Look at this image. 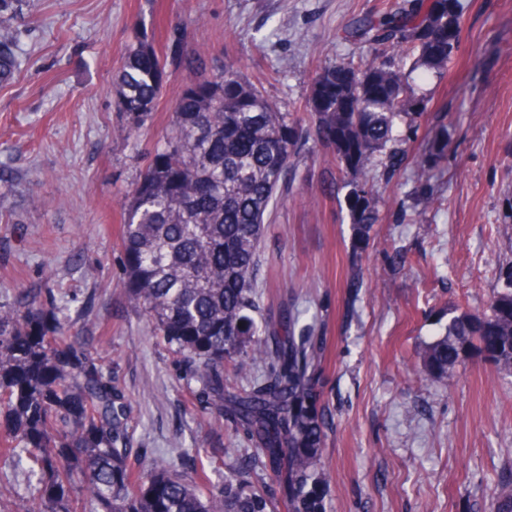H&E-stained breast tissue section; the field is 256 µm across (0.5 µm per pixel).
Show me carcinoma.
<instances>
[{"label": "carcinoma", "instance_id": "obj_1", "mask_svg": "<svg viewBox=\"0 0 512 512\" xmlns=\"http://www.w3.org/2000/svg\"><path fill=\"white\" fill-rule=\"evenodd\" d=\"M24 0H0V86L19 66ZM460 0H386L351 24L349 34L373 53L324 66L313 79L307 108L314 143L336 153L348 188L354 237L369 239L380 222L372 161L387 153L394 174L405 156L389 145L418 135L432 96L422 84L443 80L458 48ZM189 76L178 93L163 142L140 173L125 203L124 288L130 304L201 383L203 415L232 412L261 444L283 484L288 512H323V422L313 394L314 354L293 336H277L271 317L258 322L253 288L264 224L282 187L302 130L278 110L233 60L213 66L202 50L188 57ZM154 39L131 48L117 78L128 136L154 112L164 84ZM446 133L428 139L415 160L420 184L437 174ZM147 187L139 189V183ZM490 314L462 312L424 344L419 359L430 381L448 378L460 351L489 326L496 351L489 359L512 372V265ZM33 290L14 307L0 306V458L29 465L39 475L38 498L11 512H77V491L94 512H271L245 491L251 471L240 466L200 493L198 482L165 457L131 459L126 448L131 404L103 365V352L77 336L54 300ZM275 339L279 368L271 383L246 396H224V361L241 353L263 359ZM489 512H512V483L499 487Z\"/></svg>", "mask_w": 512, "mask_h": 512}]
</instances>
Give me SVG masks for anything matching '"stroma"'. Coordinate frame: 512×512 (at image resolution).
Segmentation results:
<instances>
[{
	"label": "stroma",
	"instance_id": "1",
	"mask_svg": "<svg viewBox=\"0 0 512 512\" xmlns=\"http://www.w3.org/2000/svg\"><path fill=\"white\" fill-rule=\"evenodd\" d=\"M464 25L448 76L417 138L448 132L436 200L414 221L411 165L395 175L373 162L382 217L358 245L345 192L331 188L334 154L308 141L269 216L256 292L265 316L293 321L312 340L321 391L324 512H488L512 477V373L478 351L447 378L416 373L417 352L449 310L489 313L512 229V0H461ZM381 0H37L40 21L22 37L19 69L0 87V304L50 285L70 299L76 331L101 337L105 367L129 398L133 454L199 468L219 453L248 462L259 444L232 415L203 417L199 384L178 379L175 356L151 336L123 288L122 202L172 119L185 54L235 60L280 111L308 126L316 72L360 53L342 31ZM152 34L169 80L136 139L122 133L114 77L140 34ZM359 280L347 278L351 262ZM272 359L224 364L226 391L265 386Z\"/></svg>",
	"mask_w": 512,
	"mask_h": 512
}]
</instances>
